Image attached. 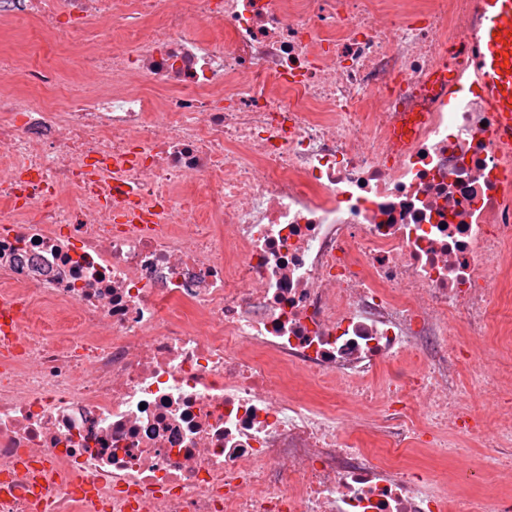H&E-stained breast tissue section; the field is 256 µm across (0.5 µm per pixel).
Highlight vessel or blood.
Wrapping results in <instances>:
<instances>
[{
    "mask_svg": "<svg viewBox=\"0 0 512 512\" xmlns=\"http://www.w3.org/2000/svg\"><path fill=\"white\" fill-rule=\"evenodd\" d=\"M479 18L468 35L471 66L487 99L502 112L503 138L512 137V0H475Z\"/></svg>",
    "mask_w": 512,
    "mask_h": 512,
    "instance_id": "obj_1",
    "label": "vessel or blood"
}]
</instances>
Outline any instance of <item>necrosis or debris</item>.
Masks as SVG:
<instances>
[{"mask_svg": "<svg viewBox=\"0 0 512 512\" xmlns=\"http://www.w3.org/2000/svg\"><path fill=\"white\" fill-rule=\"evenodd\" d=\"M475 21L473 0H0V512L35 491L46 512H512L404 459L467 443L512 470L480 341L512 332V149ZM63 70L84 92L59 99Z\"/></svg>", "mask_w": 512, "mask_h": 512, "instance_id": "1", "label": "necrosis or debris"}]
</instances>
